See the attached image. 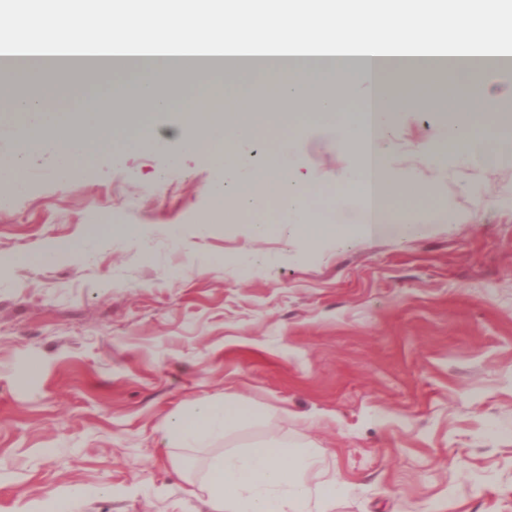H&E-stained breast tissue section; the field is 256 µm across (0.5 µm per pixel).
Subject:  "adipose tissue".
Returning a JSON list of instances; mask_svg holds the SVG:
<instances>
[{
	"instance_id": "adipose-tissue-1",
	"label": "adipose tissue",
	"mask_w": 512,
	"mask_h": 512,
	"mask_svg": "<svg viewBox=\"0 0 512 512\" xmlns=\"http://www.w3.org/2000/svg\"><path fill=\"white\" fill-rule=\"evenodd\" d=\"M171 10L175 11L178 23L168 31L166 40L141 46L124 41L129 26L148 22L155 14ZM279 13L287 14L288 26L276 43L264 47L263 52L283 57L287 62L275 80L281 99L309 100L317 117L328 120L325 133L335 136L337 144L356 146L361 163L343 175L336 197L352 207L360 222L361 236L401 239L427 232L424 224L365 221L378 195L385 199L407 198L421 212L426 211L430 201L426 191H404L385 174V134L396 111L416 104L413 79L420 72V65H385L373 70L361 111L354 119L339 112L333 90L352 88L359 82V70L349 67L346 61L351 52L373 57L416 53V26L431 16L442 19L434 30L435 42L449 44L453 55L478 54L476 30L481 25L493 27L496 48H511L512 10L501 2L492 6L488 0H110L109 5L89 8L83 0H77L68 12V40L64 45L36 43L18 47V54L32 57V71L44 69L45 59L50 55L67 54L82 57V69L86 72L111 71L110 59L116 56L124 65L140 63L141 73L133 81L110 84L105 93L89 95L85 109L89 127L84 130L45 112L46 102L63 94L57 85H47L42 98L36 100L4 95L3 89L12 85L15 71L0 66V111L25 117V125L14 130L21 152L56 156L57 176L66 180L88 168L103 153L162 148L164 141L154 133L148 117H141L132 133L113 124L114 101L135 98L155 112L169 109L174 101L162 93V86L182 83L190 71L199 86L196 96L183 106V116L190 126L210 131L206 144L218 160H230L236 155V143L248 141L253 130L239 126L229 135L214 117L213 90L223 85L224 80L222 69L215 67L210 58L246 55V48L227 38V29L239 28L246 22L257 23ZM453 17L460 18L461 23L452 30L446 21ZM343 22L357 38L354 45L310 46L302 39L306 29L330 32ZM492 73L489 66H462L455 70V77L478 94L479 102L463 105L453 96H446L444 110L450 120L441 133L439 146L427 150L430 161H437L445 146L460 161L481 160L489 166L496 163L498 156L512 153V120L501 112L502 106L512 101V86H494L490 81ZM490 132L499 135L493 154L484 149ZM265 136L269 145L266 164L236 169L239 199L257 212L266 210L270 202H278L287 212L293 229L309 241L340 234L342 225L313 223L307 184L289 181L282 155L287 128H268ZM251 415V409L241 400L205 402L191 413L175 415L168 427V438L180 444H193L214 438ZM301 467L317 480L321 501H330L335 489L319 482L309 449L285 442L260 443L244 454L215 459L206 472L214 512H299L307 495L305 485L296 476Z\"/></svg>"
}]
</instances>
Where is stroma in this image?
Wrapping results in <instances>:
<instances>
[{"instance_id":"35a3bbf8","label":"stroma","mask_w":512,"mask_h":512,"mask_svg":"<svg viewBox=\"0 0 512 512\" xmlns=\"http://www.w3.org/2000/svg\"><path fill=\"white\" fill-rule=\"evenodd\" d=\"M263 72L224 88L226 125ZM289 175L337 223L355 149L295 116ZM164 149L118 150L77 179L25 157L26 190L0 207V512H213L208 458L268 438L302 444L335 482L328 512H512V158L492 170L421 151L444 118L398 112L388 177L448 213L402 240L316 243L213 224L230 174L188 147L181 112L153 113ZM55 243H80L74 255ZM236 398L253 420L210 443L165 437L171 415ZM83 495L70 499L72 489Z\"/></svg>"}]
</instances>
